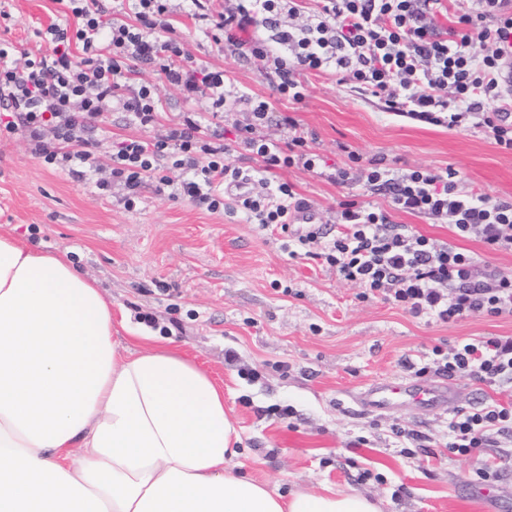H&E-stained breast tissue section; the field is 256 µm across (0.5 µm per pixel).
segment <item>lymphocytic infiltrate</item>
Returning <instances> with one entry per match:
<instances>
[{
  "label": "lymphocytic infiltrate",
  "instance_id": "lymphocytic-infiltrate-1",
  "mask_svg": "<svg viewBox=\"0 0 512 512\" xmlns=\"http://www.w3.org/2000/svg\"><path fill=\"white\" fill-rule=\"evenodd\" d=\"M74 24L38 30L44 50L17 60V49L0 41V139L22 136L46 166L100 194L123 191L126 210L153 181L170 198L185 197L211 213L233 201L261 229H280L297 255L320 260L339 278L360 287L361 299H382L415 317L450 323L467 317L512 316V276L480 272L476 260L456 246L428 238L392 211L420 214L451 224L458 237L478 238L492 251L512 252V202L459 191L451 172L416 168L399 172L372 160L353 170L339 167L340 186L363 183L387 195L389 207L339 204L333 237L322 225H292L307 209L292 184L271 182L292 166L318 172L319 156L297 131L295 120L274 111L269 100H250L238 143L262 172L260 190L231 160L223 129L186 110L154 138L108 141L105 114L127 112L132 124H155L162 107L158 82L179 89L186 101L205 96L213 113L229 110L226 70L183 57L170 19V0H126L123 17L111 16L105 0H57ZM440 0H322L304 11L300 0H234L203 13L211 29L225 34L233 50L261 63L274 96L305 98L301 73L335 69L356 92L383 102L400 116L449 128L478 129L512 151V92L499 73L512 60V0H456L458 29L443 34L434 23ZM270 31V40L250 29ZM283 53H276L274 45ZM152 65L157 82L130 86L131 65ZM287 128V140L262 130ZM432 369L487 387L512 386V336H483L434 348ZM448 450L470 455L498 438L512 436V404L490 403L458 411L448 423Z\"/></svg>",
  "mask_w": 512,
  "mask_h": 512
}]
</instances>
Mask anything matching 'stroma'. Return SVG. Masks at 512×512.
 Instances as JSON below:
<instances>
[{
  "mask_svg": "<svg viewBox=\"0 0 512 512\" xmlns=\"http://www.w3.org/2000/svg\"><path fill=\"white\" fill-rule=\"evenodd\" d=\"M170 5L184 53L228 69L232 93L271 100L275 111L289 113L328 166H350L355 153L384 159L397 171L448 169L461 191L512 201V152L479 130L395 115L331 70L303 74L302 102L275 98L259 61L214 41L191 0ZM4 7L13 21L0 27V40L21 52L37 51L36 30L66 21L56 0H6ZM159 95L153 128H136L125 112L113 111L104 122L109 137L162 134L187 103L164 85ZM276 177L292 183L317 223L331 229L340 201L389 204L362 185L340 187L295 167ZM120 197L42 165L23 139L0 141V233L64 256L95 280L112 304V338L120 346L145 348L148 335L171 338L175 350L222 385L248 475L281 490L358 492L380 512H512V439L467 457L448 451L455 411L507 403L512 394L454 377L447 382L455 397L436 407L398 403L371 411L355 401L389 379L439 383L440 375L415 374L434 347L512 336V317L450 324L416 318L392 303L360 299L358 287L333 268L292 256L287 235L262 231L243 211L213 214L170 199L153 182L143 186L135 210H126ZM391 216L464 249L480 268L512 276L510 252L459 238L448 224L424 216L396 210ZM487 462L500 473L492 498L479 493L477 470Z\"/></svg>",
  "mask_w": 512,
  "mask_h": 512,
  "instance_id": "obj_1",
  "label": "stroma"
}]
</instances>
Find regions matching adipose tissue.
Masks as SVG:
<instances>
[{
  "label": "adipose tissue",
  "mask_w": 512,
  "mask_h": 512,
  "mask_svg": "<svg viewBox=\"0 0 512 512\" xmlns=\"http://www.w3.org/2000/svg\"><path fill=\"white\" fill-rule=\"evenodd\" d=\"M224 389L164 347L112 339L64 258L0 233V512H379L242 474Z\"/></svg>",
  "instance_id": "obj_1"
}]
</instances>
